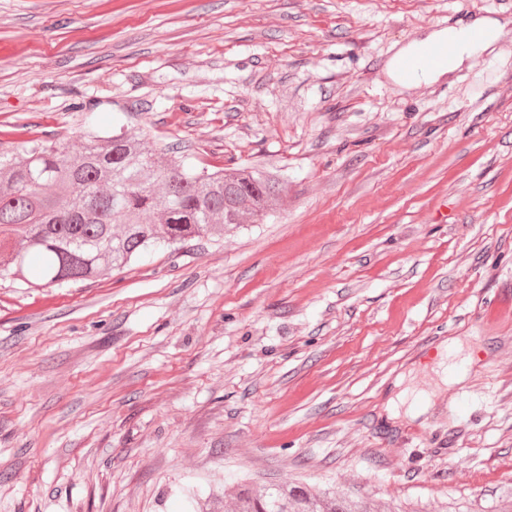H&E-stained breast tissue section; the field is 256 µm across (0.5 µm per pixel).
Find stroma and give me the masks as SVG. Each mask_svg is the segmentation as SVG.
I'll list each match as a JSON object with an SVG mask.
<instances>
[{"instance_id":"35a3bbf8","label":"stroma","mask_w":512,"mask_h":512,"mask_svg":"<svg viewBox=\"0 0 512 512\" xmlns=\"http://www.w3.org/2000/svg\"><path fill=\"white\" fill-rule=\"evenodd\" d=\"M480 18L482 64L390 78ZM120 127L288 192L93 281H0V512L264 481L512 512V0H0V153Z\"/></svg>"}]
</instances>
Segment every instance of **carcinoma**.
Instances as JSON below:
<instances>
[{
    "instance_id": "1",
    "label": "carcinoma",
    "mask_w": 512,
    "mask_h": 512,
    "mask_svg": "<svg viewBox=\"0 0 512 512\" xmlns=\"http://www.w3.org/2000/svg\"><path fill=\"white\" fill-rule=\"evenodd\" d=\"M288 180L254 167L212 173L124 129L87 135L78 152L32 143L0 154V279L69 286L192 238L261 224ZM240 512H375L364 499L306 486L242 485Z\"/></svg>"
}]
</instances>
